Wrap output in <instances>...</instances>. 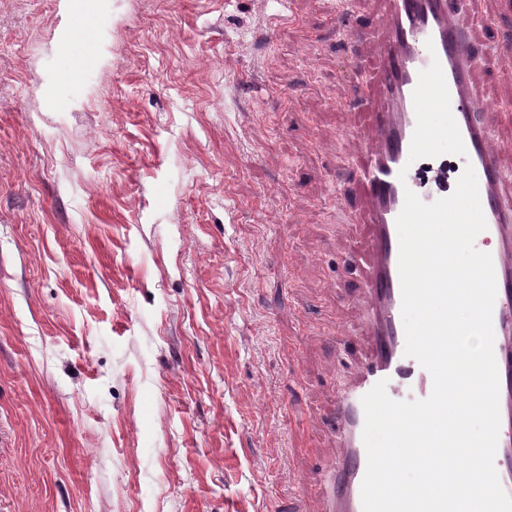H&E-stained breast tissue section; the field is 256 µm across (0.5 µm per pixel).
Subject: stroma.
<instances>
[{
  "label": "stroma",
  "mask_w": 512,
  "mask_h": 512,
  "mask_svg": "<svg viewBox=\"0 0 512 512\" xmlns=\"http://www.w3.org/2000/svg\"><path fill=\"white\" fill-rule=\"evenodd\" d=\"M81 2L0 0V512H315L371 47L335 0ZM470 12L512 141V0Z\"/></svg>",
  "instance_id": "obj_1"
}]
</instances>
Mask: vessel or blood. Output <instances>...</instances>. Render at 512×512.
Returning <instances> with one entry per match:
<instances>
[{"label": "vessel or blood", "mask_w": 512, "mask_h": 512, "mask_svg": "<svg viewBox=\"0 0 512 512\" xmlns=\"http://www.w3.org/2000/svg\"><path fill=\"white\" fill-rule=\"evenodd\" d=\"M470 24L460 0H374L363 34L376 51L351 63L352 74L367 88L355 103L358 123L352 130L362 150L350 191L337 192L336 199L352 223L371 229L366 246L351 257L367 300L369 352L352 381L340 387L330 416L343 454L326 471L319 512H363V396L382 380L396 401L424 400L432 393L431 373L405 353L396 220L410 185L409 160L443 148L482 174L478 190L487 227L475 246L488 249L496 280L492 321L500 427L494 466L512 495V200L500 166L512 145L494 140L488 128L490 108L473 79L485 57L469 38ZM447 111L452 118L445 123Z\"/></svg>", "instance_id": "vessel-or-blood-1"}]
</instances>
